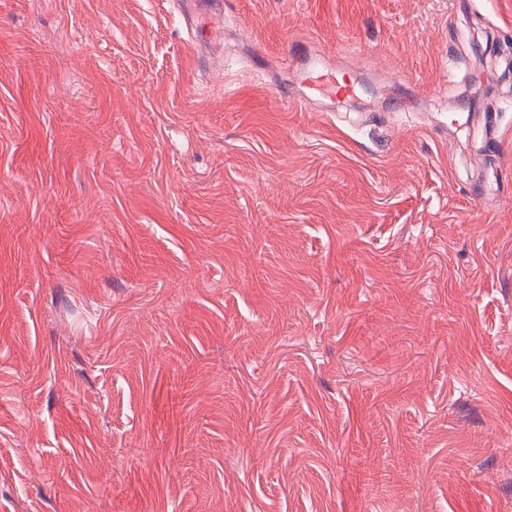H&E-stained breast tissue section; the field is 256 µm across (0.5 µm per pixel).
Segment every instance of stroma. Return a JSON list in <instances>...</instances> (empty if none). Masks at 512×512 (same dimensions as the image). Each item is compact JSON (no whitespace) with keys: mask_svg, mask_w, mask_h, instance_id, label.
I'll return each instance as SVG.
<instances>
[{"mask_svg":"<svg viewBox=\"0 0 512 512\" xmlns=\"http://www.w3.org/2000/svg\"><path fill=\"white\" fill-rule=\"evenodd\" d=\"M0 512H512V0H0ZM184 18L195 42L210 54L206 59L207 64L210 60L212 64L219 63L215 52L221 48L224 40V2L215 3L213 11L203 23H198L190 12ZM296 41L291 46L289 70L299 77L305 91L300 101L355 102L359 100L361 82L349 71L337 69L331 62V52L311 50L307 44Z\"/></svg>","mask_w":512,"mask_h":512,"instance_id":"35a3bbf8","label":"stroma"}]
</instances>
